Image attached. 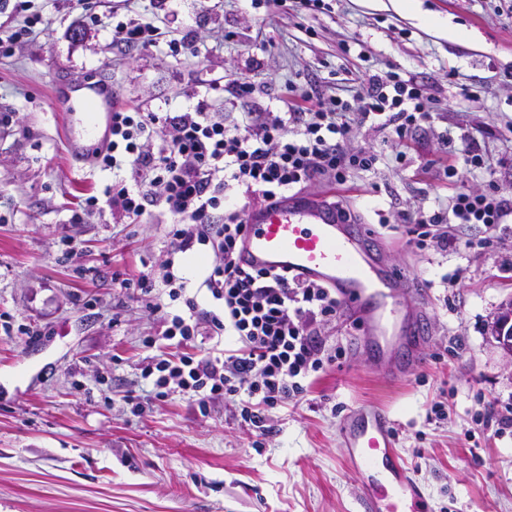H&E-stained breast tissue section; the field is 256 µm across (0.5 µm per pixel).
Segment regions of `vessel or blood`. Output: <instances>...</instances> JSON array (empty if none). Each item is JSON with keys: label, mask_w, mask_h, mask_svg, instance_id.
<instances>
[{"label": "vessel or blood", "mask_w": 512, "mask_h": 512, "mask_svg": "<svg viewBox=\"0 0 512 512\" xmlns=\"http://www.w3.org/2000/svg\"><path fill=\"white\" fill-rule=\"evenodd\" d=\"M72 157L89 162L112 136L116 93L109 81L68 76L55 84ZM253 270H288L333 288L342 315L360 332L358 348L390 378L421 362L428 324L402 297L400 272L389 266L372 233L309 197H289L253 210L239 249ZM339 444L360 479L361 512H432L410 469L398 460L389 413L350 410Z\"/></svg>", "instance_id": "vessel-or-blood-1"}]
</instances>
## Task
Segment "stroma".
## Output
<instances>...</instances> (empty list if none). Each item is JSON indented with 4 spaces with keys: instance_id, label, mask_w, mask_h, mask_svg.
<instances>
[{
    "instance_id": "35a3bbf8",
    "label": "stroma",
    "mask_w": 512,
    "mask_h": 512,
    "mask_svg": "<svg viewBox=\"0 0 512 512\" xmlns=\"http://www.w3.org/2000/svg\"><path fill=\"white\" fill-rule=\"evenodd\" d=\"M31 20L33 33L0 54V512H359V479L347 467L338 426L351 408L389 410L396 449L433 512H512V431L479 424L512 403V358L492 336L512 300V229L494 252L420 250L382 233L389 259L432 288L423 308L432 334L423 363L391 382L355 351L342 322L327 326L345 356L305 397L269 410L271 431L240 426L230 401L200 413L172 390L148 399L137 365L168 353L156 314L134 288L167 257L164 225L111 215L71 221L81 201L112 179L77 166L52 91L60 73L110 80L123 103L166 112L208 94L224 109V85L246 76L265 86L260 105L287 85L321 81L352 98L370 75L395 70L422 82L434 105L430 127L404 162L383 134L356 131L350 152L376 150L375 171L352 170L340 192L358 220L377 210L429 207L453 188L427 161L440 138L473 134L491 178L512 195V0H418L415 13L391 0H9L0 36ZM155 26L149 49L118 52L114 21ZM191 37L198 56L175 63L168 43ZM470 99H463L462 91ZM78 258L64 257L65 238ZM464 268L459 288L438 281ZM129 287H120V280ZM42 336L28 342L22 325ZM155 347H148V340ZM144 399L141 409L126 396ZM442 414H435L434 406Z\"/></svg>"
}]
</instances>
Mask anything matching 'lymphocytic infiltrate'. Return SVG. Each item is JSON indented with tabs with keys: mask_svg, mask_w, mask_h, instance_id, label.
<instances>
[{
	"mask_svg": "<svg viewBox=\"0 0 512 512\" xmlns=\"http://www.w3.org/2000/svg\"><path fill=\"white\" fill-rule=\"evenodd\" d=\"M256 90L245 77L225 84L234 106L230 112L213 111L205 98L178 112L117 105L112 141L95 161L112 172V181L87 197L72 221L82 224L107 211L113 223L137 224L150 213L165 225L174 255L199 246L215 252L218 260L199 284L209 307L184 297L185 283L174 273L172 259L141 273L137 286L142 304L159 313L164 340L183 345L198 336H227L233 346L218 356H147L139 364L140 376L154 390L179 389L203 413L215 400H233L240 424L260 429L266 410L305 394L308 378L325 362L343 357L341 347L323 338L340 303L335 290L322 284L239 264L248 209L234 202V193L264 205L326 181L343 184L350 169L368 171L378 161L371 151L347 152L344 143L353 130L370 128L401 148L434 116L422 85L395 71L369 76L355 108L305 90L284 107H261L253 100ZM461 140V157L442 165L455 192L433 209L395 216L407 243L417 249L444 251L461 243L483 253L496 245L499 227L512 217V198L496 183L480 192L464 187L465 177H483L487 164L472 135ZM469 224L483 225L485 236L462 240L460 229ZM178 300L183 310H167V302Z\"/></svg>",
	"mask_w": 512,
	"mask_h": 512,
	"instance_id": "1",
	"label": "lymphocytic infiltrate"
}]
</instances>
